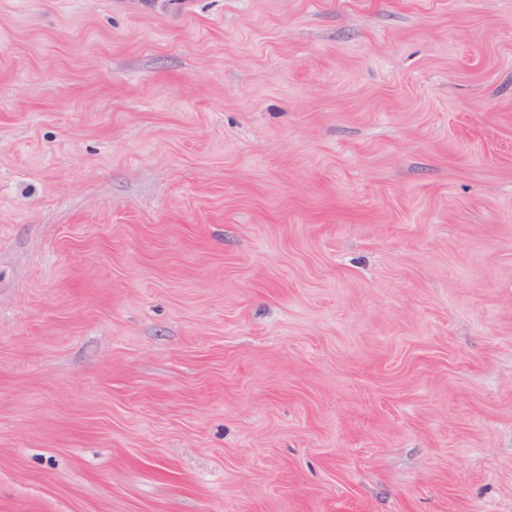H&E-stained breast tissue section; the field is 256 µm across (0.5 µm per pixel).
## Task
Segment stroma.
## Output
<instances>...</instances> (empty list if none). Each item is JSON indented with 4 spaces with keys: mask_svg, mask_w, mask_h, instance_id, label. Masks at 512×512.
<instances>
[{
    "mask_svg": "<svg viewBox=\"0 0 512 512\" xmlns=\"http://www.w3.org/2000/svg\"><path fill=\"white\" fill-rule=\"evenodd\" d=\"M0 512H512V0H0Z\"/></svg>",
    "mask_w": 512,
    "mask_h": 512,
    "instance_id": "35a3bbf8",
    "label": "stroma"
}]
</instances>
